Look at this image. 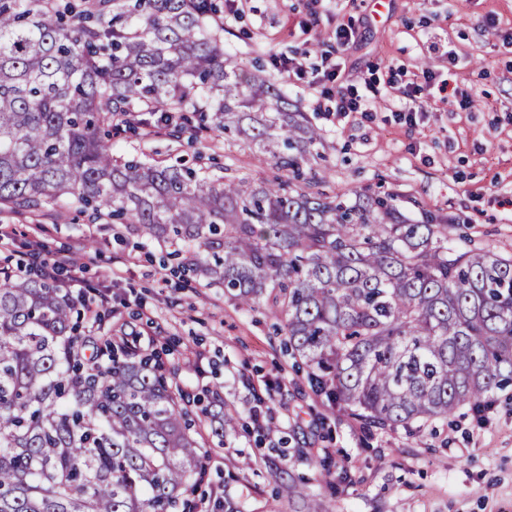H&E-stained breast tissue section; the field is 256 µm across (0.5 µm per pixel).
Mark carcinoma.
I'll return each instance as SVG.
<instances>
[{
    "label": "carcinoma",
    "instance_id": "cac0c4a2",
    "mask_svg": "<svg viewBox=\"0 0 512 512\" xmlns=\"http://www.w3.org/2000/svg\"><path fill=\"white\" fill-rule=\"evenodd\" d=\"M210 0H0V211L70 198L135 225L242 307L283 322L314 393L416 428L512 385V258L466 249L397 192L327 196L325 139L281 79L224 50ZM199 112L274 179L112 156V132ZM64 283L0 278V512H193L202 421L160 360L80 334ZM241 415L217 411L223 442Z\"/></svg>",
    "mask_w": 512,
    "mask_h": 512
}]
</instances>
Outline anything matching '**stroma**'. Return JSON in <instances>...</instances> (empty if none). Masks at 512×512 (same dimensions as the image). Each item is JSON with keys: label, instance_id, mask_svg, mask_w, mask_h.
I'll return each mask as SVG.
<instances>
[{"label": "stroma", "instance_id": "obj_1", "mask_svg": "<svg viewBox=\"0 0 512 512\" xmlns=\"http://www.w3.org/2000/svg\"><path fill=\"white\" fill-rule=\"evenodd\" d=\"M213 2L225 48L250 70L271 72L295 57L320 64L335 53L337 26L354 29L338 82L375 85L374 121L336 122L312 86H288L323 131L327 193L383 184L407 211L451 217L459 245L512 257V0H387L381 11L372 0H243L234 15L226 0ZM315 43L321 53L311 52ZM413 97L426 114L410 126L396 112ZM137 118L113 139L114 156L274 174L247 147L190 124L149 138L157 115ZM1 225L12 232L0 234V260L64 252L75 259L64 281L77 277L111 296L91 332L150 330L142 352L159 354L186 394L240 412L243 428L208 444L198 512H512V395L498 394L481 419L465 406L422 429H367L311 391L274 318L183 273L132 225L91 220L66 199L45 211L0 212ZM92 241L101 253L89 261ZM258 397L272 431L253 424ZM299 479L313 502L279 496Z\"/></svg>", "mask_w": 512, "mask_h": 512}]
</instances>
